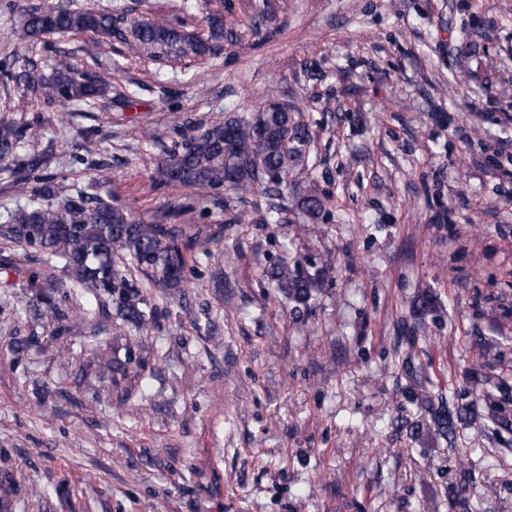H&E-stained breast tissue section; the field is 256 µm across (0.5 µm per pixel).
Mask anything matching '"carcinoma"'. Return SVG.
<instances>
[{"mask_svg":"<svg viewBox=\"0 0 512 512\" xmlns=\"http://www.w3.org/2000/svg\"><path fill=\"white\" fill-rule=\"evenodd\" d=\"M92 33L118 37L131 47L159 60H197L216 55L224 43L223 20L215 18L208 32L200 34L178 28L164 19L115 26V16L91 7L67 5L53 11L38 6L28 9L17 39L43 42L48 34ZM3 98L9 87H22L61 106L93 109L107 95L95 75L60 60L51 75L44 74L30 58L0 59ZM27 137V126L0 121V171L16 176L29 204L7 212L8 233L20 244L38 248L43 265L57 264L68 277L70 288L87 302L86 314L115 309L123 324L142 329L152 321L143 308L139 289L128 278L129 268L146 276L152 288H179L186 279L185 252L196 245L198 233L189 224H171L190 210L169 209L146 221L127 207L97 193L43 174L47 166L42 153L19 154ZM308 143L305 131L294 121L288 107L270 100L249 119L228 118L210 124L197 136L178 142L158 162L157 180L212 196L213 207L224 210L222 190L252 193L262 187L273 196L282 183L280 175L304 160ZM297 207L314 217L323 207L319 197L304 194ZM277 288L289 300L305 304L318 287L319 274L298 266L279 264L270 272ZM128 349L123 362L100 356L99 375L117 381L132 362ZM434 431L446 438L454 433L451 411L440 406L431 412ZM28 494L10 475L0 477V512H12L14 502Z\"/></svg>","mask_w":512,"mask_h":512,"instance_id":"obj_1","label":"carcinoma"}]
</instances>
